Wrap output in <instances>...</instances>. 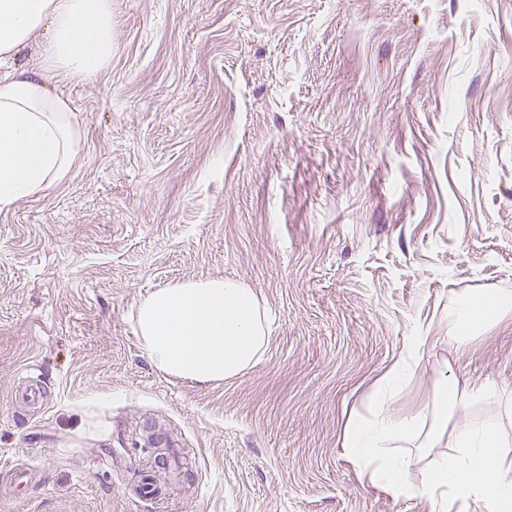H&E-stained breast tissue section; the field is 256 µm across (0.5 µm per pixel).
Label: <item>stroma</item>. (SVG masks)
I'll return each instance as SVG.
<instances>
[{"instance_id": "obj_1", "label": "stroma", "mask_w": 512, "mask_h": 512, "mask_svg": "<svg viewBox=\"0 0 512 512\" xmlns=\"http://www.w3.org/2000/svg\"><path fill=\"white\" fill-rule=\"evenodd\" d=\"M57 89L69 165L0 209V512H444L344 444L401 366L396 409L494 381L512 443V313L446 338L512 289V0H112L111 65ZM219 277L259 298V360L159 371L139 304ZM152 426L194 474L160 507L129 494ZM429 436L383 449L412 482ZM509 310H512L511 292L488 289L469 296L448 315V340L466 344L486 321Z\"/></svg>"}]
</instances>
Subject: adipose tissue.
<instances>
[{"label": "adipose tissue", "mask_w": 512, "mask_h": 512, "mask_svg": "<svg viewBox=\"0 0 512 512\" xmlns=\"http://www.w3.org/2000/svg\"><path fill=\"white\" fill-rule=\"evenodd\" d=\"M40 42L42 63L21 70L16 59ZM112 63V0H0V205H8L61 175L75 148L68 98L54 89L57 77H95ZM512 310V293L485 290L448 316V338L472 340L482 325ZM137 329L152 364L199 382L236 376L259 359L267 330L252 288L231 279L187 281L154 290L137 310ZM403 370L378 388L372 417L352 424L345 443L373 482L405 496L447 495L449 504L483 501L487 512H512V456L501 453L495 383L441 387L431 410L389 411L385 401L400 386ZM481 419L452 428L448 420L472 408ZM447 432L441 452L421 485L406 479L410 459L384 455L383 444L414 435L425 419Z\"/></svg>", "instance_id": "adipose-tissue-1"}]
</instances>
